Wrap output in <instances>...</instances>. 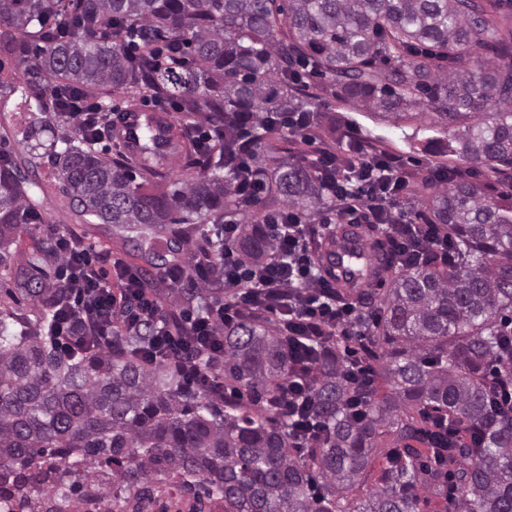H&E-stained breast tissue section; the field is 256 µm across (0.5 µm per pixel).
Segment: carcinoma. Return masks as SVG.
Segmentation results:
<instances>
[{
  "instance_id": "cac0c4a2",
  "label": "carcinoma",
  "mask_w": 512,
  "mask_h": 512,
  "mask_svg": "<svg viewBox=\"0 0 512 512\" xmlns=\"http://www.w3.org/2000/svg\"><path fill=\"white\" fill-rule=\"evenodd\" d=\"M508 0H0V50L17 57L26 142L52 128L64 96L87 88H145L178 100L210 127L249 120L255 141L290 112L340 130L315 98L293 92L296 68L338 99L389 119L431 118L452 138L444 152L492 173L512 172V39L501 22ZM175 45L183 62L161 67ZM101 113L95 131L30 147L29 167L48 162L76 211L112 227L163 277L190 261L189 234L235 214L231 165L238 142L209 144L157 131L141 118L140 147L112 157L96 148L122 132ZM196 154L199 171L155 190L171 154ZM266 192L309 216L331 208L327 192L290 156H254ZM426 197L424 219L441 225L454 261L424 251L407 260L376 224L325 223L312 247L336 301L354 304L351 336L370 365L365 383L346 375L347 355L328 342L313 351L316 374L301 414L318 423L316 443L292 448L272 399L288 382L280 327L253 317L224 327V396L193 389L170 362L147 361L152 323L118 336L120 352L65 350L44 336L67 310L68 289L50 287L51 240L17 258L39 220L27 178L0 153V499L36 512L52 490L115 465L104 492L116 498L169 474L224 512H420V489L451 481L459 512H512V407L491 387L512 388V193L447 172ZM236 248L249 265L272 251L258 211L240 223ZM206 285L174 284L158 319L181 332V313L224 302V240L202 239ZM387 285L378 296L375 287ZM27 302L34 318L12 305ZM262 402L254 411L244 395ZM396 447L378 484L350 497L380 437ZM419 442L437 468L421 462Z\"/></svg>"
}]
</instances>
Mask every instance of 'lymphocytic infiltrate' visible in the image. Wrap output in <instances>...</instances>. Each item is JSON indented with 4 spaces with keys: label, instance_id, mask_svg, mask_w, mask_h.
Here are the masks:
<instances>
[{
    "label": "lymphocytic infiltrate",
    "instance_id": "f902f5d3",
    "mask_svg": "<svg viewBox=\"0 0 512 512\" xmlns=\"http://www.w3.org/2000/svg\"><path fill=\"white\" fill-rule=\"evenodd\" d=\"M309 164L318 177L330 180L348 220L384 225L404 255L430 250L452 258L448 236L439 225L404 224L399 206L407 183L397 158L363 153L354 142L345 150L320 152ZM288 216L287 230L275 232L272 256L254 267L246 266L234 247L238 225H225L221 262L224 285L232 295L207 316L188 317V334L166 337L164 351L191 385L220 390L224 384L209 365L224 357L217 338L225 326L256 314L275 319L288 339L292 359V377L281 391L280 407L288 416L295 447L302 448L318 432L316 425H303L300 413L315 373L312 342L328 334H350L357 315L350 305L337 304L333 284L319 278L311 266L309 245L315 228L310 218L294 209ZM91 252L81 238L56 240L55 255L63 261L71 292V314L56 322L51 334L71 348L77 345L71 332L73 316L93 325L98 346L104 349L112 344L113 312H121L124 324L132 327L156 310L154 295L137 269L108 255L92 261Z\"/></svg>",
    "mask_w": 512,
    "mask_h": 512
}]
</instances>
